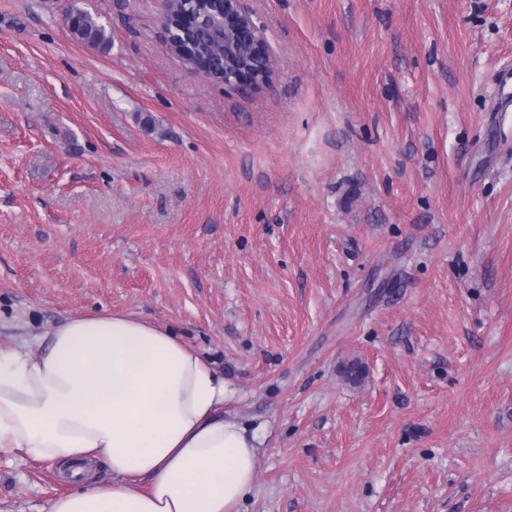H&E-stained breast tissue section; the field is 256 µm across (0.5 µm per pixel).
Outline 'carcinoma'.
<instances>
[{
    "instance_id": "carcinoma-1",
    "label": "carcinoma",
    "mask_w": 512,
    "mask_h": 512,
    "mask_svg": "<svg viewBox=\"0 0 512 512\" xmlns=\"http://www.w3.org/2000/svg\"><path fill=\"white\" fill-rule=\"evenodd\" d=\"M77 26L73 35L80 41L98 48H107L111 36L90 13L77 11ZM190 19L188 28L194 31L192 38L191 62L216 79H224V73L257 78L262 74L263 63L256 57L242 32L225 30L226 41L215 42L209 29L219 19L213 0H173L171 3L170 25L183 26Z\"/></svg>"
}]
</instances>
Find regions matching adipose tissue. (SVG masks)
<instances>
[{
    "label": "adipose tissue",
    "instance_id": "1",
    "mask_svg": "<svg viewBox=\"0 0 512 512\" xmlns=\"http://www.w3.org/2000/svg\"><path fill=\"white\" fill-rule=\"evenodd\" d=\"M224 377L170 329L79 315L35 349L0 346V455L58 461L74 489L48 512H242L256 435L225 420ZM102 461L110 481L90 482Z\"/></svg>",
    "mask_w": 512,
    "mask_h": 512
}]
</instances>
